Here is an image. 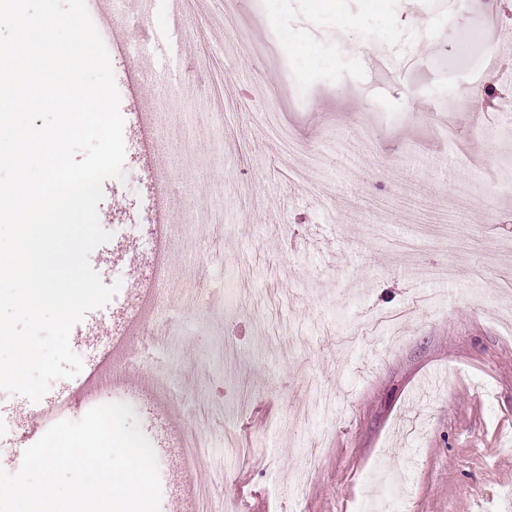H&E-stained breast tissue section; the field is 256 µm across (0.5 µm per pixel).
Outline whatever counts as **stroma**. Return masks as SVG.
I'll return each mask as SVG.
<instances>
[{"label":"stroma","mask_w":512,"mask_h":512,"mask_svg":"<svg viewBox=\"0 0 512 512\" xmlns=\"http://www.w3.org/2000/svg\"><path fill=\"white\" fill-rule=\"evenodd\" d=\"M187 51L149 45L170 85L140 86L121 100L125 126L151 111L163 159L140 164L127 149L123 179L103 184L98 206L111 242L90 255L110 305L89 311L69 337L91 366L113 336V309L133 306L146 268L113 260L114 241L144 255L155 201L148 172L162 174L176 204L166 219L211 209L201 240L177 235L168 253L167 317L178 335L163 346L166 379L181 400L154 402L150 376L132 370L97 390L94 405L121 402L152 444L160 512H183V490L162 444L166 428L198 404L212 438L198 472L229 512H512V183L498 171L512 139L496 136L512 113V41L498 26L512 5L486 18H447L434 0H241L237 26L273 38L280 59L231 50L225 0H181ZM374 31L375 54L359 55ZM497 48L494 70L469 53ZM410 61L398 76L376 53ZM471 89L465 111L445 112L448 91ZM309 147L286 157L272 129L253 119L257 102ZM221 114L224 161L205 140ZM371 121L370 136L360 135ZM452 123L458 145L435 130ZM456 203L464 220L440 237L420 235L429 209ZM205 269L224 308L205 313L186 299ZM253 303H237L242 275ZM232 344L234 357L219 355ZM213 359L208 373L200 359ZM253 394L248 412L240 396ZM24 396L0 391V468L14 473L47 430ZM232 431L236 454L224 451ZM315 446L316 468L304 470Z\"/></svg>","instance_id":"1"}]
</instances>
